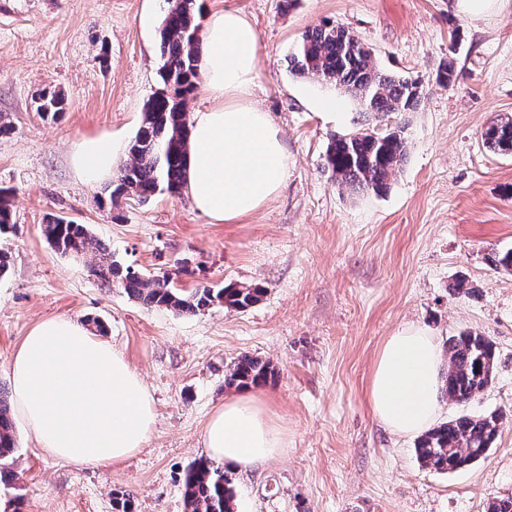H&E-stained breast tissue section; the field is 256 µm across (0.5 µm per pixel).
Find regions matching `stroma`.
<instances>
[{"instance_id":"stroma-1","label":"stroma","mask_w":512,"mask_h":512,"mask_svg":"<svg viewBox=\"0 0 512 512\" xmlns=\"http://www.w3.org/2000/svg\"><path fill=\"white\" fill-rule=\"evenodd\" d=\"M210 0L239 11L259 37L258 76L241 99L268 112L288 145L281 192L234 224H214L188 194L110 204L105 182L72 163L88 137L127 160L144 106L160 84L157 30L166 0H0V188L14 225L0 235L12 256L0 277V390L10 391L12 352L40 320L67 315L104 324L154 398L155 430L114 466H80L45 455L23 424L10 457L14 480L0 512H114L131 493L135 512H184L182 479L206 450L210 415L224 404L227 365L242 354L269 361L275 377L254 393L288 437L284 456L232 471L236 512H486L512 497V271L492 255L512 249V155L481 133L512 118V9L461 14L456 0ZM374 50L380 69L418 80L416 111L377 116L400 132L406 160L381 195L336 185L324 171L332 136L367 120L348 94L293 74L288 56L325 22ZM458 73L441 88L445 62ZM44 91L66 109L47 120ZM335 99L332 112L305 97ZM84 224L115 260L168 275L185 291L258 286L244 310L195 315L148 307L103 288L92 254L56 251L48 216ZM464 291H456V283ZM407 325L439 342L464 330L488 336L496 366L488 387L457 404L441 399L438 422L501 411L506 420L486 457L440 473L422 466L416 439L373 418L367 386L388 336Z\"/></svg>"}]
</instances>
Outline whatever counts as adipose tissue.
<instances>
[{
    "instance_id": "obj_1",
    "label": "adipose tissue",
    "mask_w": 512,
    "mask_h": 512,
    "mask_svg": "<svg viewBox=\"0 0 512 512\" xmlns=\"http://www.w3.org/2000/svg\"><path fill=\"white\" fill-rule=\"evenodd\" d=\"M258 34L232 9L208 12L198 69L213 106L195 112L187 157L193 206L213 223L233 224L272 198L288 173L278 126L235 95L257 77ZM81 176H111L112 145L83 140L74 155ZM442 356L433 336L407 327L388 336L371 374L367 400L377 422L417 436L434 423ZM20 418L45 454L75 465L118 464L143 448L156 424L153 397L121 351L69 316L43 319L22 339L10 363ZM203 443L211 458L248 470L282 456L283 429L246 388L208 419Z\"/></svg>"
}]
</instances>
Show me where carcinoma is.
<instances>
[{
	"label": "carcinoma",
	"instance_id": "cac0c4a2",
	"mask_svg": "<svg viewBox=\"0 0 512 512\" xmlns=\"http://www.w3.org/2000/svg\"><path fill=\"white\" fill-rule=\"evenodd\" d=\"M168 9L159 31L160 76L163 87L147 101L142 125L128 145L129 161L112 182L110 198H135L145 202L157 193L179 195L187 186L189 148L187 100L197 89L198 0H167ZM293 71L343 89L365 112H411L421 104L419 81L386 74L373 62L372 51L360 37L331 22L304 32L289 56ZM64 98L54 92L39 97L37 111L57 117ZM495 152L512 154V118L491 122L482 132ZM405 144L396 131L365 129L331 139L323 168L336 183L384 194L405 161ZM12 210L0 191V234L8 232ZM42 233L57 251L78 256L93 254L92 275L106 288L118 287L149 307H163L177 314H195L215 304L243 310L255 304L263 289L251 286L197 288L189 294L171 285L166 277L142 275L113 259L112 254L83 224L63 223L51 217ZM448 370L443 392L448 400L464 403L482 392L494 374L495 346L478 332L462 331L447 342ZM274 376L269 363L243 354L227 366L224 385H261ZM504 424V414L461 415L430 429L417 441L415 452L427 468L448 472L467 467L485 457ZM16 448L10 404L0 396V484H9L13 471L6 460ZM184 512H236L231 478L215 462L200 458L186 471Z\"/></svg>",
	"mask_w": 512,
	"mask_h": 512
}]
</instances>
